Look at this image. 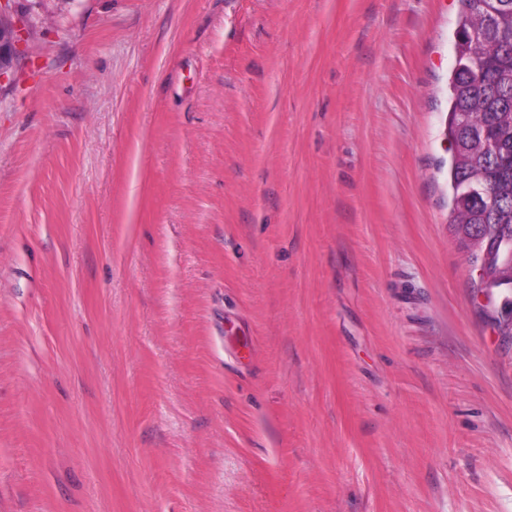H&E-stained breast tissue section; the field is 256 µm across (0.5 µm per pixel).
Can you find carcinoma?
<instances>
[{
	"label": "carcinoma",
	"instance_id": "1",
	"mask_svg": "<svg viewBox=\"0 0 512 512\" xmlns=\"http://www.w3.org/2000/svg\"><path fill=\"white\" fill-rule=\"evenodd\" d=\"M459 2L448 79L449 230L467 249L468 262L489 270L491 287L510 288L512 0Z\"/></svg>",
	"mask_w": 512,
	"mask_h": 512
}]
</instances>
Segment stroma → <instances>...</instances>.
Segmentation results:
<instances>
[{
    "label": "stroma",
    "mask_w": 512,
    "mask_h": 512,
    "mask_svg": "<svg viewBox=\"0 0 512 512\" xmlns=\"http://www.w3.org/2000/svg\"><path fill=\"white\" fill-rule=\"evenodd\" d=\"M458 0H15L0 512H512V338L448 229Z\"/></svg>",
    "instance_id": "stroma-1"
}]
</instances>
